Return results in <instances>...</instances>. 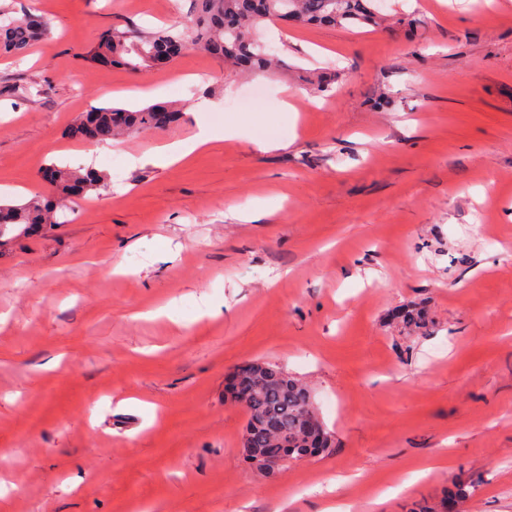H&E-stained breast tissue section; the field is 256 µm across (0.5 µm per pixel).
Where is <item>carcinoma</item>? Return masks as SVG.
I'll return each instance as SVG.
<instances>
[{
    "mask_svg": "<svg viewBox=\"0 0 512 512\" xmlns=\"http://www.w3.org/2000/svg\"><path fill=\"white\" fill-rule=\"evenodd\" d=\"M288 14V21L297 26L320 25L365 28L375 26L382 14L374 0H194L188 22L154 31L125 30L104 34L90 53L99 64L124 65L140 71L160 63H169L186 50L197 48L224 62V69L235 73L276 70L285 62L271 53L266 44L250 38V33L265 23H275ZM0 20V56L24 57L44 37L49 21L41 16L15 17L4 14ZM185 106L159 102L137 110L102 106L82 113L75 132L89 142L104 143L123 134L154 128V115L167 112L174 120ZM55 169L52 182L59 195L53 206L34 196L23 204L0 205L12 226L23 230L30 224H55V213L70 201V187L83 185L84 194L107 186L106 179L92 169H73L50 164ZM402 325L421 331L428 327L425 314L408 307L399 314ZM231 398L244 403L248 419L242 447L249 459L256 458L253 449L271 460L288 454L302 460L326 452L333 447V435L321 427L319 435L309 439L305 431L309 417L315 414L311 392L299 379L277 366L250 362L231 374L226 385ZM466 499V490L456 485L437 502L415 504L413 512H443L449 505L459 506Z\"/></svg>",
    "mask_w": 512,
    "mask_h": 512,
    "instance_id": "cac0c4a2",
    "label": "carcinoma"
}]
</instances>
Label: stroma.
<instances>
[{"label":"stroma","mask_w":512,"mask_h":512,"mask_svg":"<svg viewBox=\"0 0 512 512\" xmlns=\"http://www.w3.org/2000/svg\"><path fill=\"white\" fill-rule=\"evenodd\" d=\"M385 3L379 28L269 27L288 70L239 77L197 49L85 61L192 0H0L51 23L0 56V203L51 195V163L112 178L66 223L0 238V512H409L456 483L464 512H512V0ZM329 62V91L300 79ZM158 101L189 108L103 144L71 133ZM210 103L230 139L156 163ZM408 305L426 334L397 321ZM251 361L309 386L335 448L272 475L244 458L224 387Z\"/></svg>","instance_id":"35a3bbf8"}]
</instances>
